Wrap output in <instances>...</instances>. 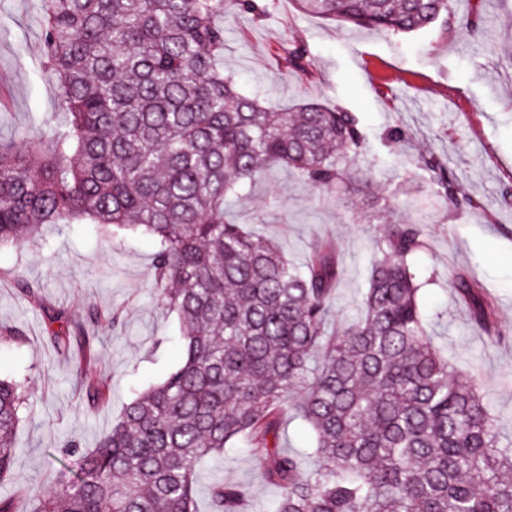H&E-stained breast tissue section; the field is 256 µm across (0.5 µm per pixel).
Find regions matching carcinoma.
Instances as JSON below:
<instances>
[{"label": "carcinoma", "mask_w": 512, "mask_h": 512, "mask_svg": "<svg viewBox=\"0 0 512 512\" xmlns=\"http://www.w3.org/2000/svg\"><path fill=\"white\" fill-rule=\"evenodd\" d=\"M41 18L43 74L59 115L0 139V246L34 245L45 224L143 233L156 244L152 286L177 316L182 359L125 405L52 487L0 512H198L201 469L245 449L278 490L272 512H512V446L500 440L472 374L429 338L413 258L420 224H390L377 242L361 315L333 323L342 277L328 243L303 266L246 232L226 202L273 167L328 191L348 182L366 138L358 116L317 102L277 108L224 71V19L267 16L276 0H30ZM326 20L400 37L448 15L451 0H296ZM286 67L309 71L306 45ZM41 156L33 167L31 154ZM454 208L442 161L415 163ZM475 325L491 308L455 281ZM55 350L70 349L54 318ZM88 403L106 401L91 354L76 367ZM32 384L0 378V479L13 475ZM314 434L313 463L279 445L287 414ZM210 512H263L215 479Z\"/></svg>", "instance_id": "obj_1"}]
</instances>
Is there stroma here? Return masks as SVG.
<instances>
[{
	"mask_svg": "<svg viewBox=\"0 0 512 512\" xmlns=\"http://www.w3.org/2000/svg\"><path fill=\"white\" fill-rule=\"evenodd\" d=\"M479 16L477 32L462 20ZM303 40L313 60L299 76L282 64L288 43ZM40 17L29 0H0V136L34 128L59 109L54 85L41 72ZM224 67L244 92L261 91L282 107L329 102L354 112L367 138L357 164L368 194L320 192L290 170H272L237 198L232 217L304 264L311 247L328 241L344 275L333 296L338 317H357L376 243L387 224L422 225L426 247L416 257L421 311L435 345L460 371L474 374L502 440H512V0H452L447 23L397 39L339 25L278 0L264 20L240 11L224 21ZM401 130L404 146L387 138ZM435 155L476 208L450 210L407 177L411 161ZM42 245L0 248V375H30L34 403L16 433V479L0 481V498L34 491L54 479L47 459L64 440L93 447L138 391L160 382L180 361L179 322L157 303L151 286L153 239L119 238L89 225H43ZM466 273L491 302L490 330L479 329L454 287ZM38 282L24 299L18 279ZM116 316L93 325L90 311ZM71 321L69 353L47 341L51 318ZM110 389L108 406L87 403L76 381L84 348ZM245 486L253 500L274 497L245 451L226 453L219 471L203 469L198 507L207 512L213 477Z\"/></svg>",
	"mask_w": 512,
	"mask_h": 512,
	"instance_id": "stroma-1",
	"label": "stroma"
}]
</instances>
